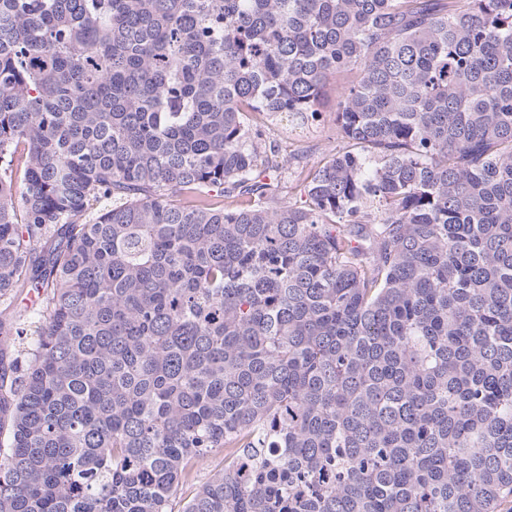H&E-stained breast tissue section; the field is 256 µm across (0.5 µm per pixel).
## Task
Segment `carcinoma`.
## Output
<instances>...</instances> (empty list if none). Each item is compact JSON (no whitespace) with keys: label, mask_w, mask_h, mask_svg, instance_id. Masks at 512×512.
Here are the masks:
<instances>
[{"label":"carcinoma","mask_w":512,"mask_h":512,"mask_svg":"<svg viewBox=\"0 0 512 512\" xmlns=\"http://www.w3.org/2000/svg\"><path fill=\"white\" fill-rule=\"evenodd\" d=\"M177 498L512 502V0H0V512ZM343 75H330L327 80L328 95L320 113L302 126L291 124L286 119L272 125L274 133L270 136L275 145V159L284 167L283 194L291 196L290 187L297 183L302 170L318 166L328 156L342 147V143L332 135L334 111L336 109L337 84L345 81Z\"/></svg>","instance_id":"cac0c4a2"}]
</instances>
